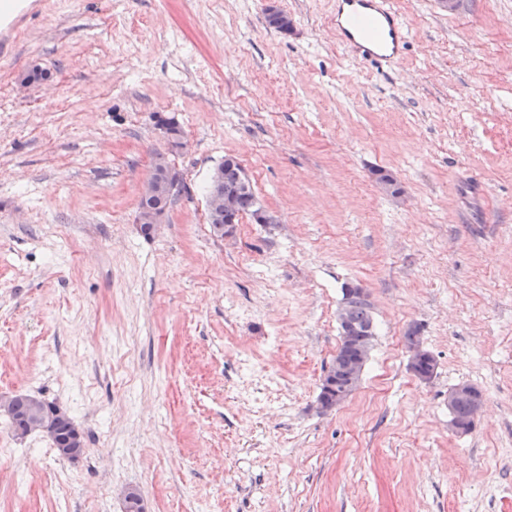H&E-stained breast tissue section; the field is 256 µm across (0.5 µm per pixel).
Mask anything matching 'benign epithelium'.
<instances>
[{
  "mask_svg": "<svg viewBox=\"0 0 512 512\" xmlns=\"http://www.w3.org/2000/svg\"><path fill=\"white\" fill-rule=\"evenodd\" d=\"M164 135L166 147L164 151L157 153L153 158L151 174L142 193L144 199L162 193L173 182L176 184L182 182L180 173L173 168L168 155L184 149V135L180 130L174 131L167 128L164 129ZM208 208L224 210V236H232L235 224H237V214L234 213L232 205L225 202L223 197L213 194L208 197ZM165 216L166 210L164 209L142 206L138 211V222L146 226L148 232L153 233L158 229L159 224L164 222ZM337 319L343 334V341L347 342L349 351L354 353L359 361L366 360L371 346L363 341L359 329L350 322L346 308H340ZM462 398L470 400L472 404L471 420H476L484 404L483 397L476 395L475 392L469 389L459 388L448 393V405L451 406ZM19 401L26 402L27 408L25 414L16 424L15 435L24 437L33 431L39 430L53 438L55 433L59 432L61 436L58 437L57 453L61 458L73 461L84 454V434L76 424L71 422V418L66 411L57 406H48L36 397L24 395L20 392L1 393L0 411L8 415L13 414L16 403ZM123 499L124 509L127 512H144L143 498L138 489H125Z\"/></svg>",
  "mask_w": 512,
  "mask_h": 512,
  "instance_id": "obj_1",
  "label": "benign epithelium"
}]
</instances>
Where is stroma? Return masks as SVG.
Returning <instances> with one entry per match:
<instances>
[{"label": "stroma", "instance_id": "obj_1", "mask_svg": "<svg viewBox=\"0 0 512 512\" xmlns=\"http://www.w3.org/2000/svg\"><path fill=\"white\" fill-rule=\"evenodd\" d=\"M390 2L410 42L386 73L327 27L333 0H46L21 30L0 58V393L62 406L86 445L60 458L0 415V512H121L128 486L147 512H512V0ZM160 116L188 192L147 236ZM228 155L274 221L219 238ZM346 283L375 339L324 412ZM462 383L484 399L465 434ZM414 338H415V332L409 331L406 336L407 343L408 344L413 343ZM409 352L411 353L410 364H409L410 369H413L428 354L422 348V345H421L419 339L415 343H413L412 345L409 346ZM434 370H435L434 358L429 354L427 356V358L425 359V361L419 365L418 371L421 375H426L427 379H425V380H428L433 376ZM469 388H471L473 391L469 389L464 388H458L454 392L448 393V406H452L458 399L467 398L470 400L472 404V411H471V405L468 400H459L456 402L454 407L449 411L451 414V422L455 426H463L464 430L462 433H467L472 430L473 426L472 423H475V420L481 411L484 400L481 395V391L477 389L476 387L468 385ZM477 394V395H476ZM471 416V418H470ZM472 421V423H471ZM454 425L450 424V427L453 431L458 432L459 429L456 428Z\"/></svg>", "mask_w": 512, "mask_h": 512}]
</instances>
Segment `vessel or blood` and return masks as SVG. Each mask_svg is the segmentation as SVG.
<instances>
[{"mask_svg": "<svg viewBox=\"0 0 512 512\" xmlns=\"http://www.w3.org/2000/svg\"><path fill=\"white\" fill-rule=\"evenodd\" d=\"M44 0H0V52L12 50L21 23L37 15ZM330 26L356 56L387 66L397 63L409 31L389 0H336Z\"/></svg>", "mask_w": 512, "mask_h": 512, "instance_id": "b4317fda", "label": "vessel or blood"}]
</instances>
